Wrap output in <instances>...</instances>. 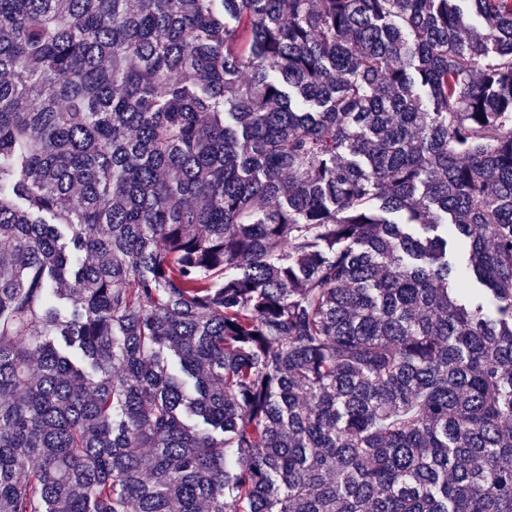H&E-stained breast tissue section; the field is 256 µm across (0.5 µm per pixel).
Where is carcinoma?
Here are the masks:
<instances>
[{
  "label": "carcinoma",
  "instance_id": "carcinoma-1",
  "mask_svg": "<svg viewBox=\"0 0 512 512\" xmlns=\"http://www.w3.org/2000/svg\"><path fill=\"white\" fill-rule=\"evenodd\" d=\"M0 512H512V0H0Z\"/></svg>",
  "mask_w": 512,
  "mask_h": 512
}]
</instances>
